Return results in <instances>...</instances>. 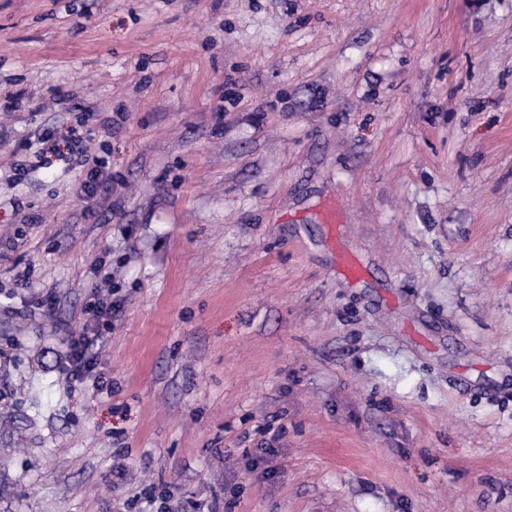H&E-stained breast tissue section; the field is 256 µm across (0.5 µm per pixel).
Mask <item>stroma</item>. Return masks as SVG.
Masks as SVG:
<instances>
[{
  "label": "stroma",
  "instance_id": "stroma-1",
  "mask_svg": "<svg viewBox=\"0 0 512 512\" xmlns=\"http://www.w3.org/2000/svg\"><path fill=\"white\" fill-rule=\"evenodd\" d=\"M0 399L10 512H512V0H0ZM119 307L120 306L117 303V301L108 302V300L100 298L89 305L87 312L90 316L87 322L95 332L94 337L103 338L106 335L105 333L102 332L101 327H104L105 330L110 329L112 324V314L113 312L115 313ZM102 320L105 321L101 323ZM90 342L87 336L71 339V352L66 371L73 387L91 382L95 390L103 391L104 383L101 384L100 377L92 373L94 362L87 356Z\"/></svg>",
  "mask_w": 512,
  "mask_h": 512
}]
</instances>
